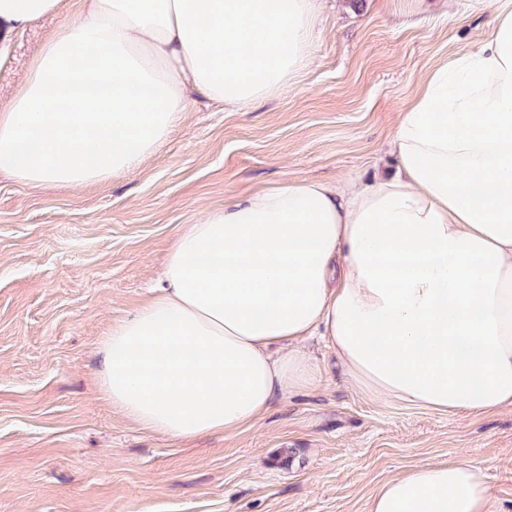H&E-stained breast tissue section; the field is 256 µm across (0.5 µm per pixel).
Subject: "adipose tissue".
Here are the masks:
<instances>
[{
  "label": "adipose tissue",
  "mask_w": 512,
  "mask_h": 512,
  "mask_svg": "<svg viewBox=\"0 0 512 512\" xmlns=\"http://www.w3.org/2000/svg\"><path fill=\"white\" fill-rule=\"evenodd\" d=\"M0 105V174L75 188L139 167L192 95L247 107L310 62L319 0H77ZM70 0H0L22 33ZM97 61L81 63L87 49ZM367 184L285 180L178 232L163 286L99 344L100 390L178 441L233 435L318 382L322 336L356 393L512 412V0L477 48L431 67ZM367 512H500L480 469L408 466Z\"/></svg>",
  "instance_id": "obj_1"
}]
</instances>
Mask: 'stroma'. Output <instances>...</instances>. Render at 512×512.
I'll return each instance as SVG.
<instances>
[{"label": "stroma", "instance_id": "1", "mask_svg": "<svg viewBox=\"0 0 512 512\" xmlns=\"http://www.w3.org/2000/svg\"><path fill=\"white\" fill-rule=\"evenodd\" d=\"M495 0H325L310 63L244 108L195 97L142 166L77 189L0 175V512H365L405 467L480 468L512 512V414L465 417L366 397L313 347L321 384L232 436L181 443L116 414L97 347L144 303L183 225L283 180L394 174L398 118L435 63L470 53ZM75 8L34 24L0 99Z\"/></svg>", "mask_w": 512, "mask_h": 512}]
</instances>
